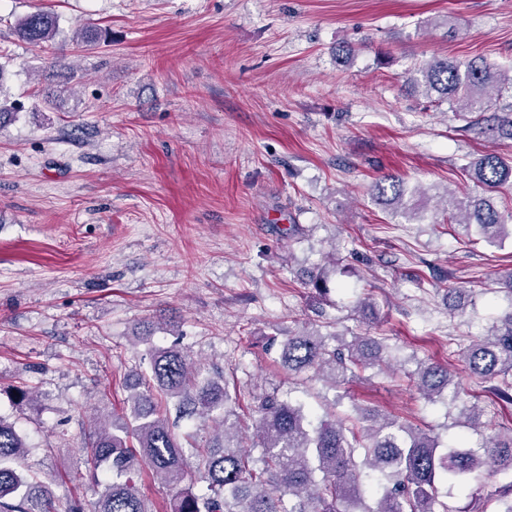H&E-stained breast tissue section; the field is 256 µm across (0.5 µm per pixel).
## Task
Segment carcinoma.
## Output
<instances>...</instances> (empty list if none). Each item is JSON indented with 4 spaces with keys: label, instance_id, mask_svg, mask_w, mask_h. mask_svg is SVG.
<instances>
[{
    "label": "carcinoma",
    "instance_id": "obj_1",
    "mask_svg": "<svg viewBox=\"0 0 512 512\" xmlns=\"http://www.w3.org/2000/svg\"><path fill=\"white\" fill-rule=\"evenodd\" d=\"M58 30L57 16L41 8L23 16L17 32L29 44L47 48ZM102 31L87 27L76 44L94 47ZM425 94L432 103H458L467 112L488 109V91L505 73L483 58L433 59L420 69ZM482 195L455 200L448 223L472 230L478 239L501 243L512 239V211L503 213L487 194L512 187V160L485 153L468 167ZM380 204L394 213L409 214L404 182L392 175L375 181ZM499 291L508 310L463 351L470 376L501 379L492 388L501 401L512 404V271L501 276ZM305 287L319 296L330 291L324 271L309 272ZM153 327L143 323L140 339L149 345L147 368L131 395L130 413L91 432L83 448L92 482L104 491L92 512H155L134 483L139 463L173 491L166 512H455L440 500L438 485L460 487L477 473L512 474V436L490 435L478 446L448 444L432 432L416 430L395 418L352 406L346 421L319 414L300 401L282 399L278 391L256 399L255 436L263 448L259 458L243 449L240 426L228 424L231 405L239 402L221 376L199 379L186 352L177 346L152 347ZM390 345L373 336L325 335L304 329L282 343L281 364L291 374L313 372L337 388L361 378L370 369L390 366ZM448 367L421 363L416 380L427 403L442 399L449 384ZM176 419H212L221 434L192 446L198 459L199 490L181 487L185 481L184 443L169 426ZM461 426L481 427L478 402L467 399L460 411ZM23 435L0 419V512H53V496L15 467L25 453ZM495 512H512V483L491 494Z\"/></svg>",
    "mask_w": 512,
    "mask_h": 512
}]
</instances>
